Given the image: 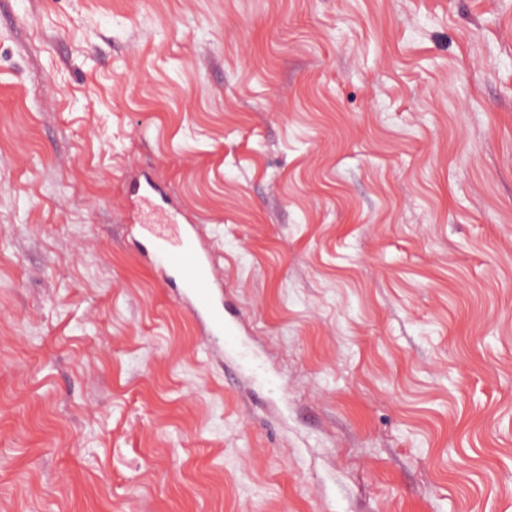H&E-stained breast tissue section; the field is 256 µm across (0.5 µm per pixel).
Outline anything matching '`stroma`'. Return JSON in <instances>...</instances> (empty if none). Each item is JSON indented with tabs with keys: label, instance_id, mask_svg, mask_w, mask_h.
Wrapping results in <instances>:
<instances>
[{
	"label": "stroma",
	"instance_id": "obj_1",
	"mask_svg": "<svg viewBox=\"0 0 512 512\" xmlns=\"http://www.w3.org/2000/svg\"><path fill=\"white\" fill-rule=\"evenodd\" d=\"M0 512H512V0H0ZM128 223L138 226L135 241L141 254L156 262L173 280L179 303L190 313L201 335L210 342L238 336L240 313H227L219 286L211 246L169 188L149 174L126 189ZM145 224H172L167 234Z\"/></svg>",
	"mask_w": 512,
	"mask_h": 512
}]
</instances>
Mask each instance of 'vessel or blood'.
<instances>
[{"label":"vessel or blood","instance_id":"b4317fda","mask_svg":"<svg viewBox=\"0 0 512 512\" xmlns=\"http://www.w3.org/2000/svg\"><path fill=\"white\" fill-rule=\"evenodd\" d=\"M126 195L128 221L138 228L135 240L141 254L171 277L179 303L202 336L220 343L236 335L241 315L225 310L212 249L169 188L144 174L128 184Z\"/></svg>","mask_w":512,"mask_h":512}]
</instances>
